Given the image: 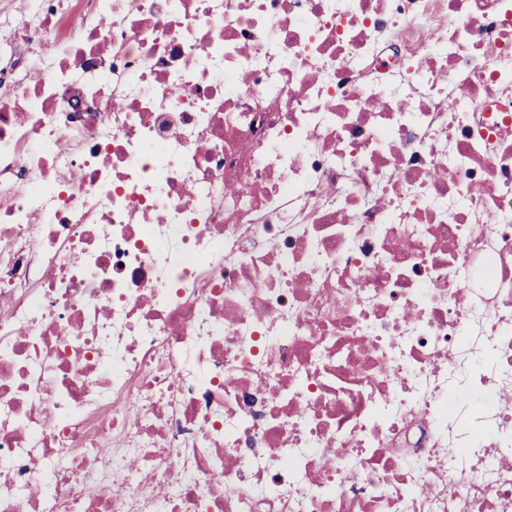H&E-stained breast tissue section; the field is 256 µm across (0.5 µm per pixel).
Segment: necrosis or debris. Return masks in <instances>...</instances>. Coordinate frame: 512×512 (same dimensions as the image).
Here are the masks:
<instances>
[{
    "mask_svg": "<svg viewBox=\"0 0 512 512\" xmlns=\"http://www.w3.org/2000/svg\"><path fill=\"white\" fill-rule=\"evenodd\" d=\"M0 512H512V0H0Z\"/></svg>",
    "mask_w": 512,
    "mask_h": 512,
    "instance_id": "obj_1",
    "label": "necrosis or debris"
}]
</instances>
